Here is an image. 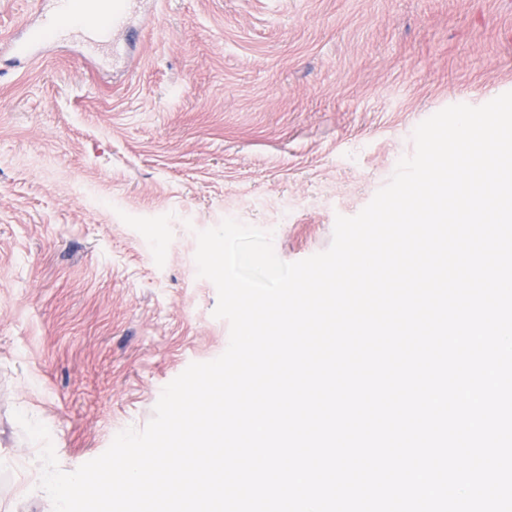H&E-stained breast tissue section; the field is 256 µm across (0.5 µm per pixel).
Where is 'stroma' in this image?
Wrapping results in <instances>:
<instances>
[{"mask_svg":"<svg viewBox=\"0 0 512 512\" xmlns=\"http://www.w3.org/2000/svg\"><path fill=\"white\" fill-rule=\"evenodd\" d=\"M132 22L120 61L69 43L0 77V512H50L15 411L71 472L226 350L197 232L325 251L419 123L512 91V0H142Z\"/></svg>","mask_w":512,"mask_h":512,"instance_id":"stroma-1","label":"stroma"}]
</instances>
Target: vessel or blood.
Returning <instances> with one entry per match:
<instances>
[{
  "label": "vessel or blood",
  "instance_id": "1",
  "mask_svg": "<svg viewBox=\"0 0 512 512\" xmlns=\"http://www.w3.org/2000/svg\"><path fill=\"white\" fill-rule=\"evenodd\" d=\"M51 8L41 10L24 38H6L13 61H21L42 50L46 43L79 41L93 57L115 53L114 33L124 28L126 18L137 0H124V8H115L113 0H51Z\"/></svg>",
  "mask_w": 512,
  "mask_h": 512
}]
</instances>
